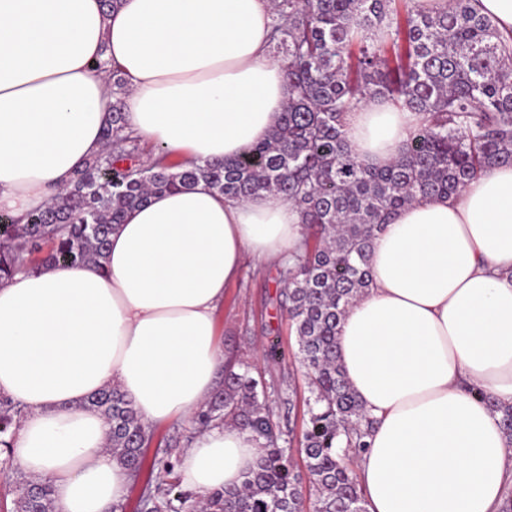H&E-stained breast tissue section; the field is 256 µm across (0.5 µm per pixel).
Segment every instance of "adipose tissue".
I'll use <instances>...</instances> for the list:
<instances>
[{
    "instance_id": "1",
    "label": "adipose tissue",
    "mask_w": 512,
    "mask_h": 512,
    "mask_svg": "<svg viewBox=\"0 0 512 512\" xmlns=\"http://www.w3.org/2000/svg\"><path fill=\"white\" fill-rule=\"evenodd\" d=\"M270 0H0V213L44 206L103 149L115 63L127 128L198 164L233 159L280 121L288 88L270 56ZM416 113L374 99L350 113L349 150L384 167ZM287 200L233 202L206 184L129 209L102 267H51L0 283V394L24 406L7 454L47 482L55 512H116L131 478L85 407L119 388L145 425L183 422L212 394L216 313L247 262L299 253ZM372 284L337 346L377 424L356 473L368 512H500L512 446V165L453 198L401 208L374 239ZM262 449L226 423L180 454L198 495L240 486Z\"/></svg>"
}]
</instances>
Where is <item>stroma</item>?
<instances>
[{
	"label": "stroma",
	"instance_id": "35a3bbf8",
	"mask_svg": "<svg viewBox=\"0 0 512 512\" xmlns=\"http://www.w3.org/2000/svg\"><path fill=\"white\" fill-rule=\"evenodd\" d=\"M281 290L276 266L247 262L241 277L226 290L219 311V341L225 357H241L251 364L254 375L270 383L268 403L275 421L297 433L303 426L308 392L302 368L291 359L297 344L281 305ZM273 340L285 352V359L275 362L268 358L266 348ZM144 457L121 512H144L143 494L159 482L161 460L174 462L179 454L154 445L145 449Z\"/></svg>",
	"mask_w": 512,
	"mask_h": 512
}]
</instances>
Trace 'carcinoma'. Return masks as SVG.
<instances>
[{"label":"carcinoma","mask_w":512,"mask_h":512,"mask_svg":"<svg viewBox=\"0 0 512 512\" xmlns=\"http://www.w3.org/2000/svg\"><path fill=\"white\" fill-rule=\"evenodd\" d=\"M271 52L289 97L269 137L232 161L204 166L166 153L142 158L126 131L125 81L112 69L114 101L104 149L75 173L73 186L24 221L0 223V280L49 266H101L124 213L153 194L189 191L203 182L231 201L265 192L294 205L306 229L302 250L279 271L282 295L305 370L306 413L300 434L311 489L304 492L264 386L225 373L224 389L198 411L201 429L234 422L261 440L263 454L239 488L217 489L203 512H367L355 461L374 422L348 385L337 355L346 308L371 285L373 241L396 212L426 196L452 197L480 172L512 165V35L479 14L473 0L426 10L418 0H271ZM384 98L420 117L406 151L383 168L365 165L345 144L348 113ZM512 444V406L478 393ZM85 405L109 427L108 444L138 476L154 431L131 400L102 389ZM0 395V447L25 417ZM170 481L148 491L147 512H196ZM14 512H52L49 488L17 495Z\"/></svg>","instance_id":"obj_1"}]
</instances>
